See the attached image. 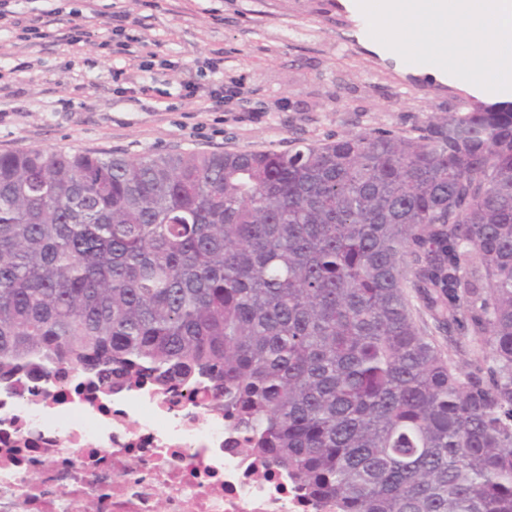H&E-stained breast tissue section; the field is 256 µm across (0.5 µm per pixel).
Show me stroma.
Segmentation results:
<instances>
[{
  "instance_id": "stroma-1",
  "label": "stroma",
  "mask_w": 512,
  "mask_h": 512,
  "mask_svg": "<svg viewBox=\"0 0 512 512\" xmlns=\"http://www.w3.org/2000/svg\"><path fill=\"white\" fill-rule=\"evenodd\" d=\"M11 8L24 24L60 30L73 12L126 15L132 34L172 65L130 99L113 94L109 76L122 54L52 42L30 49L0 31V152H285L351 132L412 133L431 115L495 101L457 77L414 74L376 45L350 0H12ZM214 55L225 83L244 89L222 116L179 95L183 83L213 81L205 60Z\"/></svg>"
}]
</instances>
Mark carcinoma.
I'll list each match as a JSON object with an SVG mask.
<instances>
[{
	"label": "carcinoma",
	"instance_id": "carcinoma-1",
	"mask_svg": "<svg viewBox=\"0 0 512 512\" xmlns=\"http://www.w3.org/2000/svg\"><path fill=\"white\" fill-rule=\"evenodd\" d=\"M64 367L207 387L336 512H512V104L287 152L0 153V383Z\"/></svg>",
	"mask_w": 512,
	"mask_h": 512
}]
</instances>
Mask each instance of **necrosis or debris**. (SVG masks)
Instances as JSON below:
<instances>
[{"label": "necrosis or debris", "instance_id": "4bbe7bcc", "mask_svg": "<svg viewBox=\"0 0 512 512\" xmlns=\"http://www.w3.org/2000/svg\"><path fill=\"white\" fill-rule=\"evenodd\" d=\"M254 465L207 392L109 394L72 373L0 388V512H334Z\"/></svg>", "mask_w": 512, "mask_h": 512}]
</instances>
